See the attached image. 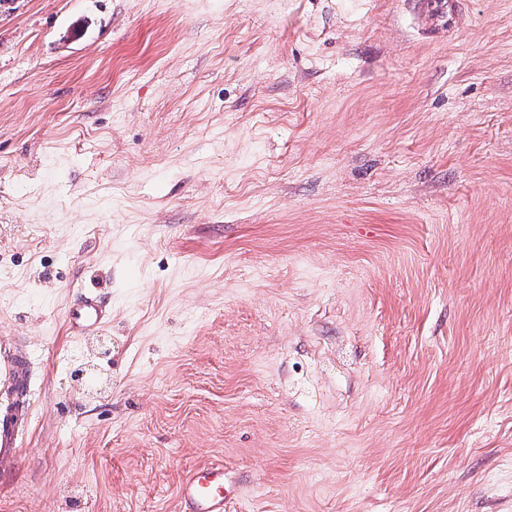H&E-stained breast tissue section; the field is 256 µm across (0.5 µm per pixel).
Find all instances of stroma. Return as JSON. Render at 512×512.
Wrapping results in <instances>:
<instances>
[{
	"mask_svg": "<svg viewBox=\"0 0 512 512\" xmlns=\"http://www.w3.org/2000/svg\"><path fill=\"white\" fill-rule=\"evenodd\" d=\"M1 341L0 512H512V0H0ZM424 4V7L421 6V13L428 29L443 27L452 20V9L447 0H424ZM109 317V309L99 295L83 292L77 295L67 308L65 331L68 336L83 338L104 326ZM31 362L19 355L16 345L1 344L0 391L6 396L0 403V464H16L24 435L26 413L31 403ZM241 486L224 466L192 470L180 485L184 512H224L239 497Z\"/></svg>",
	"mask_w": 512,
	"mask_h": 512,
	"instance_id": "obj_1",
	"label": "stroma"
}]
</instances>
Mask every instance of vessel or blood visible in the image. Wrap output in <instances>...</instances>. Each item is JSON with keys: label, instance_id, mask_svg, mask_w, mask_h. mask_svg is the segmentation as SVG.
I'll list each match as a JSON object with an SVG mask.
<instances>
[{"label": "vessel or blood", "instance_id": "obj_1", "mask_svg": "<svg viewBox=\"0 0 512 512\" xmlns=\"http://www.w3.org/2000/svg\"><path fill=\"white\" fill-rule=\"evenodd\" d=\"M423 22L429 29L448 24L452 9L448 0H424ZM110 317L106 303L97 294L83 292L69 304L64 326L67 335L81 338L104 326ZM32 368L17 347L0 346V464L19 460L26 414L31 403ZM241 486L233 472L217 466L192 470L180 485L183 512H227Z\"/></svg>", "mask_w": 512, "mask_h": 512}]
</instances>
